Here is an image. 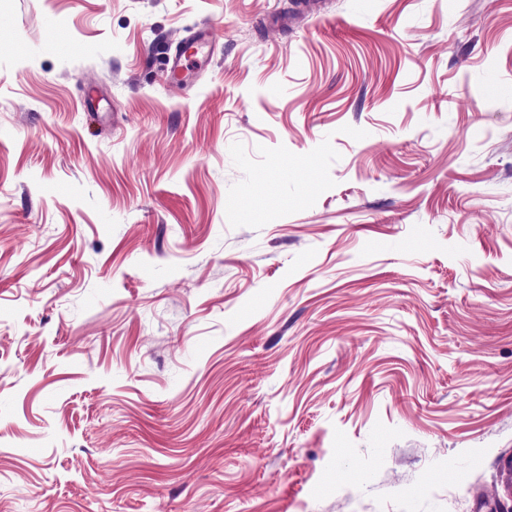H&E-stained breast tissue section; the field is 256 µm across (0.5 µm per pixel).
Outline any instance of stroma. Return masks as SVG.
I'll return each mask as SVG.
<instances>
[{
	"mask_svg": "<svg viewBox=\"0 0 512 512\" xmlns=\"http://www.w3.org/2000/svg\"><path fill=\"white\" fill-rule=\"evenodd\" d=\"M506 457L512 0H0V512H500ZM210 38L211 32L201 28L187 42L177 46L175 53L169 58V72L174 80L180 81L184 76L183 59L201 54Z\"/></svg>",
	"mask_w": 512,
	"mask_h": 512,
	"instance_id": "obj_1",
	"label": "stroma"
}]
</instances>
